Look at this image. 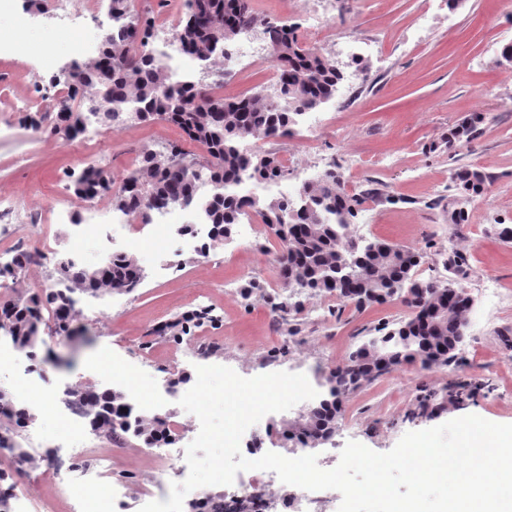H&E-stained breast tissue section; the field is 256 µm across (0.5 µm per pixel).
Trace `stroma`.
I'll use <instances>...</instances> for the list:
<instances>
[{"instance_id": "obj_1", "label": "stroma", "mask_w": 512, "mask_h": 512, "mask_svg": "<svg viewBox=\"0 0 512 512\" xmlns=\"http://www.w3.org/2000/svg\"><path fill=\"white\" fill-rule=\"evenodd\" d=\"M25 7L24 0H0V39L9 45L0 54V192L14 195L18 210L16 230L0 233V256L24 244L79 236L81 261L94 267L103 261L101 243L83 231L87 201L74 191L76 177L106 154L113 176L123 178L136 169L143 149L164 150L181 135L160 120H132L114 130L94 124L90 136L70 141L54 132L50 118L36 130L13 123L11 105L29 94L39 69L27 46L52 43L65 61L79 39L98 37L93 19L77 36L40 12L28 30L15 33L11 11ZM319 9L338 31L333 56L339 68L348 73L361 66L364 79L341 85L335 100L320 108L319 126L298 122L293 137L261 145V152L287 160L290 180L305 179L307 168L319 162L346 174L349 192L377 189L351 234L421 253L415 273L422 279H445L449 257H458L450 277L473 301L467 336L453 361L395 367L343 398L335 434L315 450L321 468L330 469L351 440L385 453L407 432L469 414L512 424V241L501 236L502 227L512 225V68L499 58L501 46L512 41V9L502 0H465L454 10L448 0H321ZM422 16L428 20L423 31ZM475 113L484 117L476 137L449 150V131ZM464 167L488 175L484 196L461 192L455 173ZM61 207L71 223H57ZM460 207L468 222L449 223V211ZM32 211L42 212V220L28 221ZM139 231L142 244L133 255L144 279L130 293L79 296L83 343L49 337L36 360L22 355L16 365L0 367V390L23 391L35 420L34 440L21 431L15 435L34 460L69 441L70 426L88 423L60 397L49 396L51 386L82 380L109 388L136 368L142 385L161 390L168 375L183 374L186 366L175 356L197 336L220 341V363L243 371H259L274 351L288 367L319 362L330 370L378 329L409 315L396 300L358 309L309 294L303 311L277 321L264 302L279 281L270 255L282 243L273 234L258 246L235 234L199 256L184 250L175 234L155 238L150 224ZM201 294L210 298L214 322L177 339L153 335L155 326L181 318ZM319 304L325 307L322 321H309L305 309ZM95 445L111 453L116 477L131 488L149 485L166 495L177 479L171 470L154 475L152 448L133 434L120 444L101 435ZM13 460L0 451V470L9 471L29 512H69L79 500L85 512H99V498L87 497L82 483L31 479L28 468Z\"/></svg>"}]
</instances>
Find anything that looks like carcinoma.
Listing matches in <instances>:
<instances>
[{
    "label": "carcinoma",
    "instance_id": "cac0c4a2",
    "mask_svg": "<svg viewBox=\"0 0 512 512\" xmlns=\"http://www.w3.org/2000/svg\"><path fill=\"white\" fill-rule=\"evenodd\" d=\"M185 7L176 37L199 62L200 78L173 84L152 56L129 52L126 46L148 39L153 25L150 19L133 12L131 0H112V28L102 40L99 56L72 66L70 76L63 78L64 86L76 87L83 103L73 106L60 102L54 131L68 138L78 136L87 111L100 116L108 127L130 119L171 122L190 142L202 147L203 154L191 153L177 143L163 152L144 149L139 167L111 193L115 208L148 224L156 209L189 207L197 200V171L203 168L215 185L205 204V221L216 226L215 237L230 235L234 224L249 210L264 224L277 226V237L285 244L280 276L288 291L332 296L358 308L389 300L411 308L407 319L380 336L368 337L343 363L323 375L320 386L326 391L306 405L302 417L281 424L284 439L298 438L315 448L335 433L342 398L364 383L403 363L429 367L454 359L463 343L459 330L465 329L470 300L452 279L416 278L414 268L421 260L418 252L352 236L351 224L376 190L350 194L341 187V175L334 169L303 186L302 192L312 203L303 215L288 216L295 205L290 199L259 204L255 197L238 195L236 187L246 170L268 179L285 174L275 158L244 153L241 141L292 134L295 117L336 97L345 75L326 58L304 51L297 27L254 15L249 0H185ZM249 28L260 30L279 65L276 95L255 92L228 100L219 92L224 85V54L237 35ZM212 76L215 80L206 82ZM481 122V115H473L467 125L450 130L448 150L469 140ZM456 179L468 196L483 194L487 183V176L474 168L459 170ZM74 187L77 194L92 199L106 189V178L97 167L88 165ZM57 265L63 267V273L56 296L48 299L33 293L0 304V321L8 325V338L22 351L34 352L44 342L46 329L56 336L77 334L73 294L130 292L144 277L130 254L112 257L97 271L72 259H60ZM49 303L53 304L50 327L43 317ZM71 397L86 409L92 428L115 441L129 431L150 447L170 440L165 421L131 426L122 411L126 404L120 391L85 385L71 390ZM31 419L25 410L8 408L7 394L0 391V449L28 460L13 435Z\"/></svg>",
    "mask_w": 512,
    "mask_h": 512
}]
</instances>
